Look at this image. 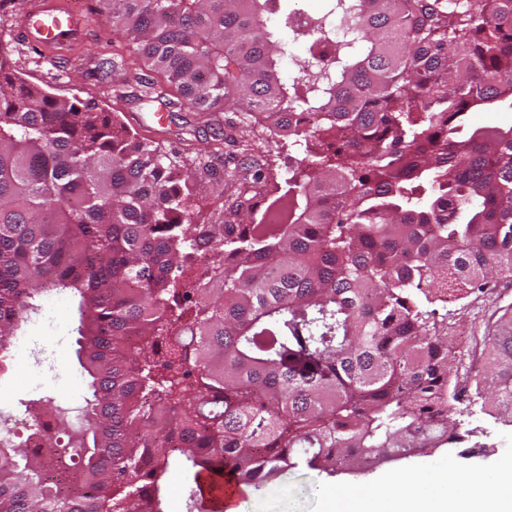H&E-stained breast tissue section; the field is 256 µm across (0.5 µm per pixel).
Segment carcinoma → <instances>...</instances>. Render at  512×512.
Listing matches in <instances>:
<instances>
[{
  "label": "carcinoma",
  "mask_w": 512,
  "mask_h": 512,
  "mask_svg": "<svg viewBox=\"0 0 512 512\" xmlns=\"http://www.w3.org/2000/svg\"><path fill=\"white\" fill-rule=\"evenodd\" d=\"M285 2L104 0L138 99L241 132L263 113L286 154L230 173L218 224L187 201L223 131L175 184L160 142L0 54V344L70 295L92 391L69 493L6 442L0 512H163L172 467L381 465L464 442L465 400L512 426V310L463 384L433 308L512 273V126L471 119L512 111V0H326L288 15L292 42L335 45L308 64L272 24Z\"/></svg>",
  "instance_id": "cac0c4a2"
}]
</instances>
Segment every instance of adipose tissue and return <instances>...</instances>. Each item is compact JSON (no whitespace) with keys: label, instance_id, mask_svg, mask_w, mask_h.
I'll return each mask as SVG.
<instances>
[{"label":"adipose tissue","instance_id":"obj_1","mask_svg":"<svg viewBox=\"0 0 512 512\" xmlns=\"http://www.w3.org/2000/svg\"><path fill=\"white\" fill-rule=\"evenodd\" d=\"M358 512H512V495L482 478L447 468L430 471L427 480L395 483L391 492L362 500Z\"/></svg>","mask_w":512,"mask_h":512}]
</instances>
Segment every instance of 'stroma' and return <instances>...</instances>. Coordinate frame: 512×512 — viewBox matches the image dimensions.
Instances as JSON below:
<instances>
[{
    "label": "stroma",
    "mask_w": 512,
    "mask_h": 512,
    "mask_svg": "<svg viewBox=\"0 0 512 512\" xmlns=\"http://www.w3.org/2000/svg\"><path fill=\"white\" fill-rule=\"evenodd\" d=\"M31 2L18 0V15L0 29V49L8 54L21 77L53 94L75 96L108 110H119L131 129L160 141L166 148L180 151L182 156H192L201 148L210 130L197 113L179 110L164 113L159 103L137 99L115 102L112 84L116 77L102 69L103 61L112 56V15L101 0H69L83 18L80 31L63 51L44 50L38 54L33 53L31 42L22 33ZM239 152V145L228 142L223 155L214 159V183L196 193L191 201L190 217L195 223L208 224L219 219L224 203L220 195L223 172L235 166ZM507 306L512 307V278L505 276L465 298L437 302L439 312L448 315V347L464 369L477 370L475 358L483 349L488 322L497 310ZM75 317L72 298L44 296L40 311L31 315L18 332L19 338L32 341L31 356L16 355L11 347L0 350V413L24 417L25 403L31 397L32 371L28 361L40 359L46 349L55 352L60 376L42 390V397L83 401L87 390L76 357ZM455 418L470 432L463 443L352 472L318 473L300 465L267 483L248 487L247 492L263 494L284 486L292 496L296 512H325L330 500L336 505L335 512H353L358 497L379 491L380 476L391 472L404 474L420 465H437L446 460L454 461L459 470L502 488L500 468L505 464L512 466V427L495 423L477 404L459 406Z\"/></svg>",
    "instance_id": "stroma-1"
}]
</instances>
